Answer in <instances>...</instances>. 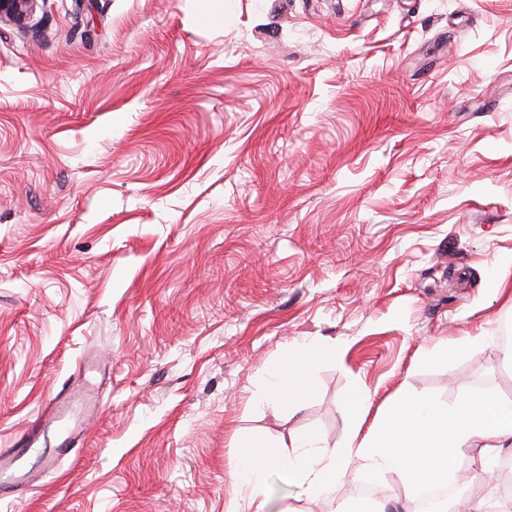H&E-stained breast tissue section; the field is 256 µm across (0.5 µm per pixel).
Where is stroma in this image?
<instances>
[{
  "label": "stroma",
  "instance_id": "1",
  "mask_svg": "<svg viewBox=\"0 0 512 512\" xmlns=\"http://www.w3.org/2000/svg\"><path fill=\"white\" fill-rule=\"evenodd\" d=\"M512 0H40L0 24V448L74 378L75 454L0 512H233L237 448L402 393L512 401ZM484 335L448 363L427 352ZM336 346L295 416L253 402ZM359 475L271 512H368Z\"/></svg>",
  "mask_w": 512,
  "mask_h": 512
}]
</instances>
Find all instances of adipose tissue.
<instances>
[{
  "label": "adipose tissue",
  "instance_id": "1",
  "mask_svg": "<svg viewBox=\"0 0 512 512\" xmlns=\"http://www.w3.org/2000/svg\"><path fill=\"white\" fill-rule=\"evenodd\" d=\"M325 360L338 363L342 355L332 347H299L272 375L258 402L299 412L311 391L313 373ZM511 447L512 403L489 390H471L448 407L403 395L370 435L351 433L337 449L320 446L312 435L302 436L295 451L286 455L269 451L262 438L245 441L238 450L236 479L249 489L243 512H269L263 485L274 468L310 499L326 495L361 465L366 468L364 480L389 474L410 495L425 484L447 485L449 473L461 462L482 469Z\"/></svg>",
  "mask_w": 512,
  "mask_h": 512
}]
</instances>
